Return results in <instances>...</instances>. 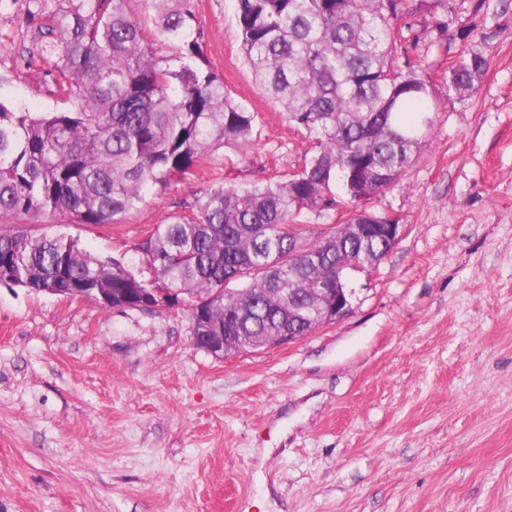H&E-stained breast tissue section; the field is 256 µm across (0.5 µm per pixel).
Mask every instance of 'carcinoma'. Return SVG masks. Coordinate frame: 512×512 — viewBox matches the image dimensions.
Segmentation results:
<instances>
[{"mask_svg":"<svg viewBox=\"0 0 512 512\" xmlns=\"http://www.w3.org/2000/svg\"><path fill=\"white\" fill-rule=\"evenodd\" d=\"M43 16V60L72 107L32 112L0 102V219L67 216L75 224H120L156 187L186 181L230 144L249 148L257 113L201 64L195 14L159 13L157 29L181 42L179 65L157 55L127 9L128 0H68ZM402 0H237L241 48L265 96L290 124L312 135L302 168L286 180L249 189L211 184L137 244L148 276L103 259L64 236L0 231V283L43 288H176L182 301L218 294L191 324L192 335L221 334L227 351L294 327L319 323L296 309L336 278V269L371 263L378 246L354 232L377 215L360 209L391 186L431 129L427 70L421 58L394 65V21ZM480 52L460 57L448 75V100L474 89L485 73ZM351 206L327 237L302 235L307 211ZM278 245L272 267L256 264L262 243ZM300 245L302 254L288 256ZM241 273L244 288L224 293Z\"/></svg>","mask_w":512,"mask_h":512,"instance_id":"cac0c4a2","label":"carcinoma"}]
</instances>
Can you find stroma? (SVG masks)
I'll use <instances>...</instances> for the list:
<instances>
[{"label":"stroma","instance_id":"35a3bbf8","mask_svg":"<svg viewBox=\"0 0 512 512\" xmlns=\"http://www.w3.org/2000/svg\"><path fill=\"white\" fill-rule=\"evenodd\" d=\"M202 54L258 113L253 146L203 161L120 224L25 218L137 266V244L208 183L299 171L241 50L236 0H188ZM433 126L365 208L403 226L354 273V310L300 341L216 358L186 308L115 310L0 285V512H512V0H405ZM26 0H0V101L55 112ZM487 70L449 99L457 58Z\"/></svg>","mask_w":512,"mask_h":512}]
</instances>
